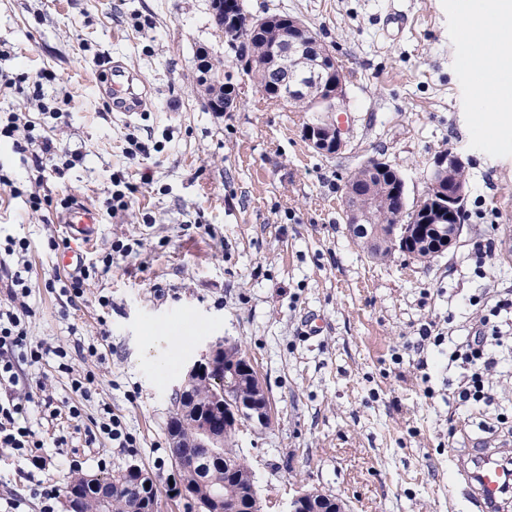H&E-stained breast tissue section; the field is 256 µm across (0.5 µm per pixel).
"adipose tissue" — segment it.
<instances>
[{"instance_id": "ef3b65f1", "label": "adipose tissue", "mask_w": 512, "mask_h": 512, "mask_svg": "<svg viewBox=\"0 0 512 512\" xmlns=\"http://www.w3.org/2000/svg\"><path fill=\"white\" fill-rule=\"evenodd\" d=\"M462 56L491 89L495 112L512 106V0H466Z\"/></svg>"}]
</instances>
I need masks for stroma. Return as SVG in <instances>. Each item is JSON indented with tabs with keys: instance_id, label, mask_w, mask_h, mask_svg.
I'll return each instance as SVG.
<instances>
[{
	"instance_id": "stroma-1",
	"label": "stroma",
	"mask_w": 512,
	"mask_h": 512,
	"mask_svg": "<svg viewBox=\"0 0 512 512\" xmlns=\"http://www.w3.org/2000/svg\"><path fill=\"white\" fill-rule=\"evenodd\" d=\"M253 15L303 19L345 75V148L316 153L305 139L316 115L247 93L218 113L198 83L202 57L224 56L207 0H0V72L47 75L45 109L0 91V116L17 114L55 139L53 163L37 146L0 140V246L27 242L28 333L66 349L31 367L34 397L56 414L32 415L47 463L33 469L0 447V512H39L25 472L64 488L74 472L145 467L161 512H178L169 490L179 474L167 453L173 394L208 342L225 338L253 360L274 412L266 429L236 432L262 496L287 504L296 488L341 497L351 512H478L460 475L472 449L512 444V335L492 349L488 398H459L469 372L449 355L512 290V121L481 123L462 79L465 28L459 0H247ZM113 57L149 89L148 110L111 112L99 89ZM151 146L131 160L128 137ZM466 163L463 229L450 249L421 261L397 251L380 261L353 240L341 206L350 175L381 159L415 206L440 154ZM81 160L72 168L70 154ZM134 185L127 210L108 204L112 175ZM37 193L94 211L99 234L84 253V294L69 299L47 282L63 275L61 223L30 208ZM127 247L119 254L115 245ZM490 249L485 265L479 250ZM111 270H104V259ZM441 344L415 348L423 329ZM93 372V399L71 377ZM110 406L140 442L128 451L92 438ZM82 409L72 418L71 407ZM65 438L63 456L54 442Z\"/></svg>"
}]
</instances>
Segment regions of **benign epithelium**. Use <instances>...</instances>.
Instances as JSON below:
<instances>
[{
	"instance_id": "7a95c632",
	"label": "benign epithelium",
	"mask_w": 512,
	"mask_h": 512,
	"mask_svg": "<svg viewBox=\"0 0 512 512\" xmlns=\"http://www.w3.org/2000/svg\"><path fill=\"white\" fill-rule=\"evenodd\" d=\"M253 31H262L272 40L276 50L266 56H258L251 42L240 39L234 43V51L243 73L237 92L223 101L212 102L215 112H232L236 109L241 95L248 89L268 95L265 85L253 76L259 70L267 75L276 74L279 87L288 91V100L297 98L310 102L312 111L331 114L345 111L346 84L344 74L330 49L316 33L299 17H290L280 22L269 16L254 17L245 21ZM346 128L335 119L316 122L307 126L306 138L318 153L332 155L340 152L346 144ZM464 164L462 158L448 153L438 156L431 169L428 189L420 201L414 221L425 225L430 223L427 216L436 212L447 213L448 234L434 240L419 228L415 232L419 240L414 257L426 259L441 248L448 250L461 233L457 225L458 214L462 212L467 186L451 179L449 170ZM366 175L359 182L346 186L343 203L352 233L366 238L376 249L383 250L388 241L380 237L370 225V212L385 203L391 194L389 187L378 174L388 165L372 158L364 165ZM235 346L217 339L210 342L186 369L176 389L178 414L168 429L169 443L174 447L209 448L224 447V436L233 434L244 426L267 428L272 424L273 414L270 398L260 380L251 359L244 353H233ZM254 383L253 395L247 399L239 397L237 386L242 376ZM224 378V389L215 393L213 401L224 410V427L216 429L210 415L197 403L192 394L193 383L204 377ZM128 497L139 512H155L157 489L154 481L143 478L124 484ZM112 480L99 474H85L70 483L66 490V503L70 512H82V504L91 498L98 512H112ZM172 498L188 512H266L275 504L262 501L253 495L234 500L211 492L204 499L196 489L182 486L175 488ZM284 512H346L345 504L338 498L318 490H299L291 498Z\"/></svg>"
}]
</instances>
